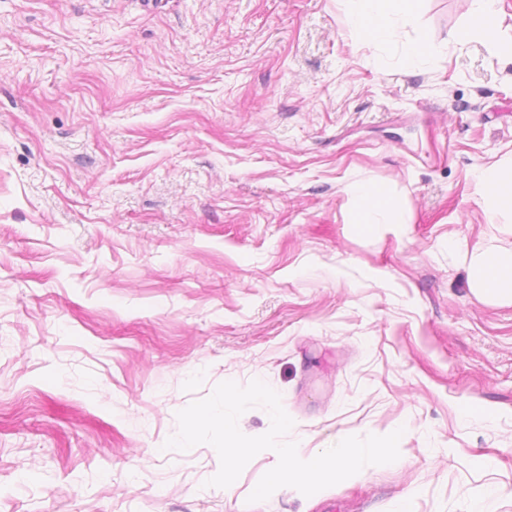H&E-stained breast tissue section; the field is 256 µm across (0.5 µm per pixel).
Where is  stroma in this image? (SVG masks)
<instances>
[{
    "mask_svg": "<svg viewBox=\"0 0 512 512\" xmlns=\"http://www.w3.org/2000/svg\"><path fill=\"white\" fill-rule=\"evenodd\" d=\"M347 0H0V512H512V304L459 252L512 157V62L421 0L364 45ZM435 45L430 63L410 44ZM355 180L404 221H350ZM259 379L310 453L400 460L247 498L176 414Z\"/></svg>",
    "mask_w": 512,
    "mask_h": 512,
    "instance_id": "35a3bbf8",
    "label": "stroma"
}]
</instances>
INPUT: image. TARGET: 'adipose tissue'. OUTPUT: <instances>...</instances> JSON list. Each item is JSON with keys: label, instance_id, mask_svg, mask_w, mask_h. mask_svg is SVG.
Instances as JSON below:
<instances>
[{"label": "adipose tissue", "instance_id": "1", "mask_svg": "<svg viewBox=\"0 0 512 512\" xmlns=\"http://www.w3.org/2000/svg\"><path fill=\"white\" fill-rule=\"evenodd\" d=\"M349 26L360 32L366 45L378 46L396 36L398 21L411 18L419 0H349ZM476 7L468 25L453 39L464 43L479 37L504 50L512 58V49L499 38V29L487 26L486 18L497 15V0H475ZM483 191L482 203L491 229L512 223V158L484 167L477 174ZM346 191L356 201L351 223L375 230L399 221V210L388 186L364 181L349 183ZM473 292L484 299L512 303V252L477 251L466 255Z\"/></svg>", "mask_w": 512, "mask_h": 512}]
</instances>
